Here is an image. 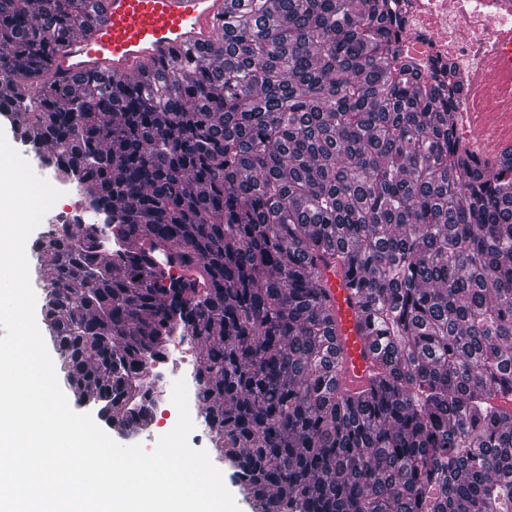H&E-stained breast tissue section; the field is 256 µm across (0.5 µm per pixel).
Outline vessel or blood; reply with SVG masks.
<instances>
[{"mask_svg":"<svg viewBox=\"0 0 512 512\" xmlns=\"http://www.w3.org/2000/svg\"><path fill=\"white\" fill-rule=\"evenodd\" d=\"M224 0H100L89 35L70 39L52 59L59 77L73 80L90 73L115 78L149 76L188 46L209 47L218 38ZM495 85L512 89V42L496 66ZM324 302L336 328L339 381L356 392L372 380L376 353L363 327L350 279L339 264L322 269Z\"/></svg>","mask_w":512,"mask_h":512,"instance_id":"obj_1","label":"vessel or blood"}]
</instances>
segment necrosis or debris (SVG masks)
Instances as JSON below:
<instances>
[{
  "mask_svg": "<svg viewBox=\"0 0 512 512\" xmlns=\"http://www.w3.org/2000/svg\"><path fill=\"white\" fill-rule=\"evenodd\" d=\"M398 6L407 17L406 43L413 56L454 62L463 74L456 123L475 154L497 160L504 146L480 124L478 78L492 70L501 36L512 35V0H399Z\"/></svg>",
  "mask_w": 512,
  "mask_h": 512,
  "instance_id": "obj_1",
  "label": "necrosis or debris"
}]
</instances>
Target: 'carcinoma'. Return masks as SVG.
Instances as JSON below:
<instances>
[{
	"label": "carcinoma",
	"mask_w": 512,
	"mask_h": 512,
	"mask_svg": "<svg viewBox=\"0 0 512 512\" xmlns=\"http://www.w3.org/2000/svg\"><path fill=\"white\" fill-rule=\"evenodd\" d=\"M98 5L0 0V116L118 228L37 251L76 400L149 426L178 332L252 512H512V160L456 132V69L409 54L394 0H236L158 80L64 82ZM326 258L379 351L358 394Z\"/></svg>",
	"instance_id": "cac0c4a2"
}]
</instances>
